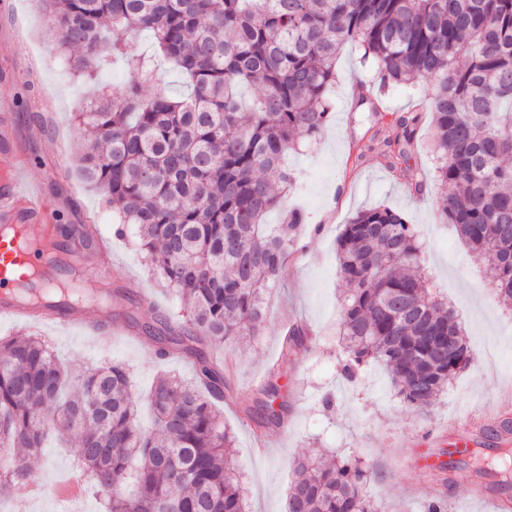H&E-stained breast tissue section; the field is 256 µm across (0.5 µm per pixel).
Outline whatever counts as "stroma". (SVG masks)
Returning <instances> with one entry per match:
<instances>
[{
	"label": "stroma",
	"mask_w": 512,
	"mask_h": 512,
	"mask_svg": "<svg viewBox=\"0 0 512 512\" xmlns=\"http://www.w3.org/2000/svg\"><path fill=\"white\" fill-rule=\"evenodd\" d=\"M29 0H16L11 13L0 12V95L15 100L13 121L17 148L36 156L39 142L32 127L57 138L68 155L64 172L33 165L30 176L41 182L45 205L61 211L74 197L78 212L87 214L111 233L115 216L103 195L83 183L76 162L87 137L74 120L93 86L76 78L48 45L43 16L32 15ZM371 75L358 59L354 45H345L336 59L334 113L322 137L289 151L286 164L298 183L287 205L304 211L306 220L265 302L267 321L259 336L228 343L213 352L231 371L230 390L223 406L224 423L236 435L235 460L249 512H287L294 459L310 454L361 458L371 470L367 495L382 512H422L435 478H421L415 459L447 447L435 425L455 415L492 416L500 402L512 398V310L502 305L492 288L490 266L476 262L452 225L441 223L440 191L429 160V125H422L409 161L425 181L421 192H410L402 173L387 169L379 156L395 135L394 118L416 103L413 91L395 90L379 106L357 105L360 86ZM385 205L403 213L426 242L427 270L436 293L455 307L472 350L469 366L457 375L426 411L410 408L396 394L386 370L367 364L350 382L337 369L339 301L344 287L337 276L335 242L344 224L360 210ZM113 280L131 279L147 301L138 308L142 321H153L156 309L177 310L174 294L153 281L135 238L112 241ZM303 324L316 341L283 357L284 338L291 325ZM55 354L74 367L104 360L125 363L134 379L133 395L142 407L139 422L148 427L152 415L143 401L164 373L190 377L181 359L160 362L136 335L89 337L41 328ZM278 375L290 392L288 424L265 433L257 447L252 424L244 410L271 375ZM76 444L45 442L31 477L43 494L29 512H65L53 487L75 472Z\"/></svg>",
	"instance_id": "stroma-1"
}]
</instances>
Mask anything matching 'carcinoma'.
<instances>
[{
	"mask_svg": "<svg viewBox=\"0 0 512 512\" xmlns=\"http://www.w3.org/2000/svg\"><path fill=\"white\" fill-rule=\"evenodd\" d=\"M46 26L74 75L96 85L115 57L129 80L112 87L113 108L95 94L75 118L91 142L78 158L82 180L118 209L115 234L135 226L158 283L182 307L145 327L159 359L175 355L193 378L164 376L148 397L154 424H138L129 368L104 363L72 373L36 333L0 337V497L31 482L30 459L49 434L79 439L77 467L102 495V512H246L217 404L230 370L207 354L214 344L256 336L263 295L297 239L303 215L270 226L266 214L295 183L282 165L300 140H318L331 117L336 57L351 43L374 73L371 91L426 85L439 217L455 225L474 258L495 271L497 297L512 306V0H39ZM142 32L156 53L135 50ZM71 48L82 54L71 59ZM187 93L151 97L160 62ZM259 87L249 108L242 86ZM421 116L396 120L387 167L422 182L409 164ZM341 374L353 380L372 361L404 402L428 410L471 361L448 300L428 288L426 251L413 225L388 206L359 211L336 239ZM298 325L285 355L309 341ZM255 434L282 427L290 393L276 379L259 389ZM505 420L492 438L512 454ZM476 477L509 470L472 459ZM288 512H380L364 491L357 459L294 461Z\"/></svg>",
	"mask_w": 512,
	"mask_h": 512,
	"instance_id": "1",
	"label": "carcinoma"
}]
</instances>
